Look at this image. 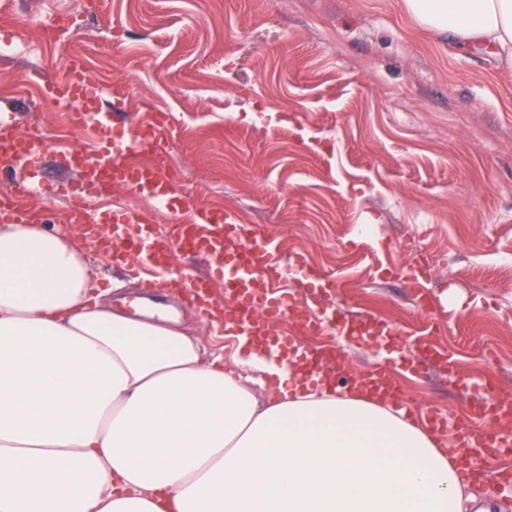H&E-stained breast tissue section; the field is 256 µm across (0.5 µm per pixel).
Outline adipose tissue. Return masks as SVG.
I'll return each mask as SVG.
<instances>
[{
	"mask_svg": "<svg viewBox=\"0 0 512 512\" xmlns=\"http://www.w3.org/2000/svg\"><path fill=\"white\" fill-rule=\"evenodd\" d=\"M512 68V0H403ZM61 230L0 225V512H467L443 440L391 404L107 307Z\"/></svg>",
	"mask_w": 512,
	"mask_h": 512,
	"instance_id": "adipose-tissue-1",
	"label": "adipose tissue"
}]
</instances>
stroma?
Here are the masks:
<instances>
[{"label":"stroma","instance_id":"stroma-1","mask_svg":"<svg viewBox=\"0 0 512 512\" xmlns=\"http://www.w3.org/2000/svg\"><path fill=\"white\" fill-rule=\"evenodd\" d=\"M0 113L45 146L52 190L29 203L61 226L78 201L57 147L93 138L46 110L44 82L81 60L124 92L121 111L172 115L181 196L260 225L282 258L302 256L336 286L311 304L396 329L344 342L351 373L436 343L465 378L512 386V70L418 26L402 0H0ZM64 28L61 41L46 29ZM134 315L145 297L225 359L239 345L177 294L87 250ZM425 262L429 305L402 267ZM417 410L458 420L467 400L440 366L403 381Z\"/></svg>","mask_w":512,"mask_h":512}]
</instances>
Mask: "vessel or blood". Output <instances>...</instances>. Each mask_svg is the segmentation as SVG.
Returning <instances> with one entry per match:
<instances>
[{
	"label": "vessel or blood",
	"instance_id": "1",
	"mask_svg": "<svg viewBox=\"0 0 512 512\" xmlns=\"http://www.w3.org/2000/svg\"><path fill=\"white\" fill-rule=\"evenodd\" d=\"M44 90L78 127L93 133L97 142L95 149L69 153L71 167L79 174L76 188L90 202L71 211L68 221L80 228L91 248L111 253L116 262L136 258L157 281L176 283L189 306L217 311L225 334L249 337L263 352L287 349L288 336L281 325L290 319L330 334L351 336L364 344L370 336L383 334V326L361 327L335 314L315 311L291 295L285 287L291 279L323 290L330 288L331 282L302 261L286 264L274 241L257 226L243 223L238 213L213 211L176 195L169 151L174 127L165 114L145 115L121 135H114L103 108L107 89L90 82L84 69L75 64L62 80L45 85ZM42 152L41 142L22 135L16 119L0 113V165L24 175L36 194L45 190L38 178ZM105 183L144 195L158 208L174 210V224L163 231L148 224L139 211L103 209L95 204L94 197ZM37 221L23 195H0V223ZM182 254L208 259L207 276L199 277L180 267L178 257ZM218 283L230 295V302L215 299L213 287ZM305 360L314 376L326 366L339 374L349 370L347 356L332 347L318 354L306 353ZM352 381L373 393L394 397L397 408L407 406L388 365H375L354 375ZM483 390L481 401L470 411L471 418L483 428H461L459 444L466 462L465 476L477 479L483 478V465L492 455L512 452V434L497 428L499 422L512 418V389L487 383Z\"/></svg>",
	"mask_w": 512,
	"mask_h": 512
}]
</instances>
